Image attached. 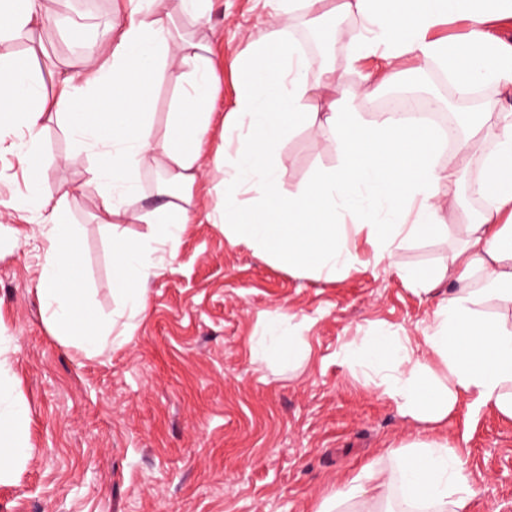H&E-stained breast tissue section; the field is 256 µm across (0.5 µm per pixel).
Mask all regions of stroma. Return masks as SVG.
<instances>
[{
  "label": "stroma",
  "instance_id": "stroma-1",
  "mask_svg": "<svg viewBox=\"0 0 512 512\" xmlns=\"http://www.w3.org/2000/svg\"><path fill=\"white\" fill-rule=\"evenodd\" d=\"M181 37L205 46L219 92L203 146V173L189 193L191 222L174 271L145 286L147 310L132 318L112 295V247L119 239L153 244L157 227L125 220L99 223L92 158L76 153L64 119L45 121L41 155L45 193L69 190L68 217L96 316L114 318L122 344L87 358L55 336L37 276L42 252L23 228L30 215L10 201L27 178L9 150L0 151V354L11 363L0 389L19 380L30 417V450L0 484V512H315L370 459L417 439L430 425L403 414L370 385L369 369L345 358L356 338L383 331L421 345L439 292L404 281L403 268L440 269L461 246L468 194L442 202L439 239H410L393 263L368 264L326 278L288 271L255 248L231 244L215 205L224 191V118L237 94L234 67L273 22L271 0H210L206 22L159 0ZM50 20L31 49L25 36L0 42V53L39 71L53 92L54 63L77 61L87 42L108 47V28L125 0H46ZM354 96L360 120L381 125L373 102L394 89L452 94L439 67L417 69L403 57L395 85L359 97L373 60L352 63L348 45L333 59ZM282 194L339 166L333 135L295 130L278 151ZM133 323L125 331V323ZM297 339L295 368L268 360V328ZM441 432L468 448L479 493L468 512H512V418L492 407L460 405Z\"/></svg>",
  "mask_w": 512,
  "mask_h": 512
}]
</instances>
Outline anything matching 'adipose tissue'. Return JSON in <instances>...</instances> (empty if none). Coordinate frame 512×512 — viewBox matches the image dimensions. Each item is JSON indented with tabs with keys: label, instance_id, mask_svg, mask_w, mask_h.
<instances>
[{
	"label": "adipose tissue",
	"instance_id": "1",
	"mask_svg": "<svg viewBox=\"0 0 512 512\" xmlns=\"http://www.w3.org/2000/svg\"><path fill=\"white\" fill-rule=\"evenodd\" d=\"M276 2L273 23L236 67L237 97L224 120V139L236 145L224 160L223 201L234 206L231 243L259 248L288 270L332 276L361 264L354 239L364 231L373 261L392 259L405 240L447 233L438 220L439 196L457 197L470 154L493 140V149L481 152L482 174L472 191L483 204L469 216L463 245L449 252L441 271L402 273L405 281L430 291L445 275L454 277L452 292L440 300L423 338L426 354H417L409 337L381 333L352 342L346 358L373 371V384L383 395L432 427L462 404L489 405L512 417V325L481 319L470 307L483 297L512 301V116L470 113L472 135L444 171L435 162L440 137L428 126L393 118L365 125L344 95L331 96L328 114L318 119L304 104L313 90L307 77L318 72L328 91L341 83L330 54L337 36L322 30L327 52H304L286 31L297 12L319 18L324 0ZM128 6L112 22L109 55L85 45L79 65L58 74L53 97L42 93L35 72L0 55V112L9 116L0 123V144L8 143L29 173L26 194L11 206L39 214L40 223L32 227L43 245L38 292L56 336L89 358L102 351L112 322L93 321L88 310L74 231L64 222L70 194L43 193L48 174L37 163L43 119L63 108L74 117L75 149L95 160L90 174L99 190L100 223L129 218L158 227L164 265L137 242L120 240L112 248V291L136 316L146 307L144 283L158 268H173L191 221L174 201L143 214L131 210L141 164L155 154L167 182L190 190L203 169L202 145L217 91L212 59L199 44L175 36L155 0H128ZM343 9L362 19L349 36L353 61L371 57L383 65L380 76H363L362 95L395 80L390 65L406 55L421 66H439L460 95L486 84L512 95V47L491 33L512 21V0H345ZM462 14L472 23L465 39L451 44L432 37L440 21ZM46 21L43 0H0V41L19 34L38 40ZM154 79L183 88L161 138L151 122L148 89ZM319 120L332 131L341 164L282 195L273 157L295 130ZM247 192L258 194V204L240 202ZM342 214L350 223H339ZM29 438L24 395L16 388L9 408L0 410V482L23 462ZM475 495L464 448L437 436L369 461L316 512L342 505L348 512H383L390 499L398 501L399 512H466Z\"/></svg>",
	"mask_w": 512,
	"mask_h": 512
}]
</instances>
